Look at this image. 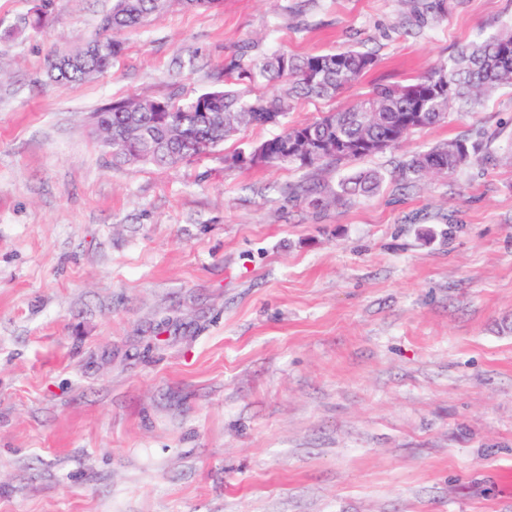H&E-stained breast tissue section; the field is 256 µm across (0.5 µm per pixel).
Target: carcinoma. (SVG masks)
<instances>
[{"mask_svg": "<svg viewBox=\"0 0 512 512\" xmlns=\"http://www.w3.org/2000/svg\"><path fill=\"white\" fill-rule=\"evenodd\" d=\"M168 0H113L102 32L73 53L48 63L54 83H79L104 73L121 56L115 34L143 26ZM374 55L348 48L298 56L275 53L260 61L224 65V87L187 99H125L94 115L101 147L114 164L176 167L215 148L241 126H279L257 148H270L265 165L299 169L356 161L399 146L414 130L438 124L457 109L473 112L490 92L512 88V33L496 34L457 51L404 85H379L363 100L301 125L288 123L298 99L332 98L359 83ZM478 147L460 139L417 152L396 172L404 186L434 173L453 174L472 163ZM385 180L359 171L338 184L333 200L366 196Z\"/></svg>", "mask_w": 512, "mask_h": 512, "instance_id": "cac0c4a2", "label": "carcinoma"}]
</instances>
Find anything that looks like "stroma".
I'll return each mask as SVG.
<instances>
[{"mask_svg":"<svg viewBox=\"0 0 512 512\" xmlns=\"http://www.w3.org/2000/svg\"><path fill=\"white\" fill-rule=\"evenodd\" d=\"M170 0L102 75L49 60L112 0H0V512H512V88L403 147L303 170L116 166L90 116L234 57L374 54L292 124L512 29V0ZM486 160L406 188L413 153ZM358 169L368 197L327 204Z\"/></svg>","mask_w":512,"mask_h":512,"instance_id":"1","label":"stroma"}]
</instances>
